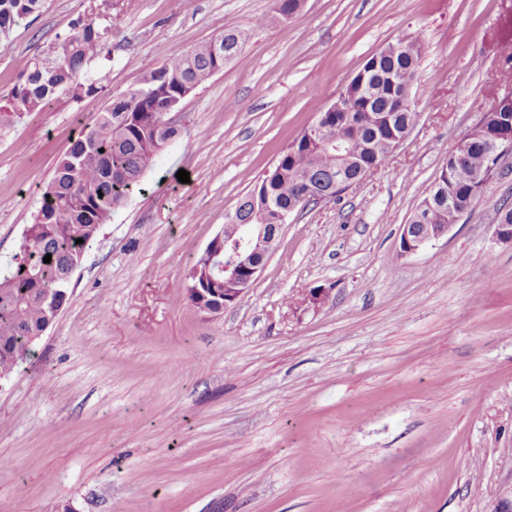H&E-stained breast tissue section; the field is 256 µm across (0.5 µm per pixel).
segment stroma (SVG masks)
I'll use <instances>...</instances> for the list:
<instances>
[{"label": "stroma", "mask_w": 512, "mask_h": 512, "mask_svg": "<svg viewBox=\"0 0 512 512\" xmlns=\"http://www.w3.org/2000/svg\"><path fill=\"white\" fill-rule=\"evenodd\" d=\"M48 0L0 42V95L77 16L110 28L94 93L0 132V266L57 159L170 55L248 29L245 62L189 94L92 241L69 299L0 381V512H493L512 488V157L448 236L401 227L512 92V0ZM422 46L419 120L387 163L292 213L244 296L180 287L281 150L383 46ZM189 182H179V170ZM313 288L323 304H304Z\"/></svg>", "instance_id": "stroma-1"}]
</instances>
